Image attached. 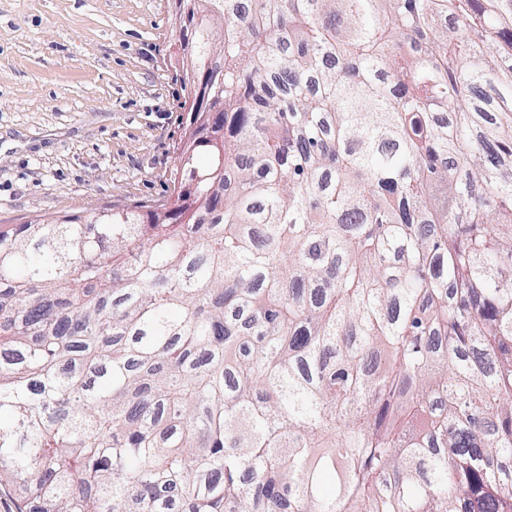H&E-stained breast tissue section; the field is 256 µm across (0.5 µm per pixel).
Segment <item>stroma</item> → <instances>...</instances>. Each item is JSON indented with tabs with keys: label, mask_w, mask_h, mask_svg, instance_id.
Here are the masks:
<instances>
[{
	"label": "stroma",
	"mask_w": 512,
	"mask_h": 512,
	"mask_svg": "<svg viewBox=\"0 0 512 512\" xmlns=\"http://www.w3.org/2000/svg\"><path fill=\"white\" fill-rule=\"evenodd\" d=\"M181 36L172 0H0V225L169 194Z\"/></svg>",
	"instance_id": "stroma-1"
}]
</instances>
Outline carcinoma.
Segmentation results:
<instances>
[{"mask_svg":"<svg viewBox=\"0 0 512 512\" xmlns=\"http://www.w3.org/2000/svg\"><path fill=\"white\" fill-rule=\"evenodd\" d=\"M184 9L224 110L184 101L150 222L0 226V484L512 512V0Z\"/></svg>","mask_w":512,"mask_h":512,"instance_id":"carcinoma-1","label":"carcinoma"}]
</instances>
